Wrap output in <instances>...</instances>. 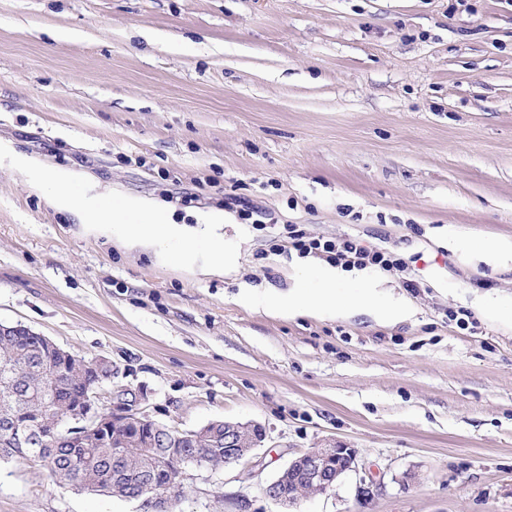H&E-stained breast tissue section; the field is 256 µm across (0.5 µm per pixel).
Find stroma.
I'll return each instance as SVG.
<instances>
[{
    "label": "stroma",
    "mask_w": 512,
    "mask_h": 512,
    "mask_svg": "<svg viewBox=\"0 0 512 512\" xmlns=\"http://www.w3.org/2000/svg\"><path fill=\"white\" fill-rule=\"evenodd\" d=\"M41 169L72 199L135 197L191 227L222 211L236 272L201 273L208 239L191 271L99 234ZM287 224L418 255L422 286L353 278L330 316L238 304L245 284L317 288L319 258L272 249ZM452 235L512 240V0H0V322L110 360L100 407L130 388L180 431L267 430L249 463L193 470L178 512H281L263 486L331 439L360 472L295 512H512V265ZM373 297L412 315L381 322ZM0 512L135 508L17 458Z\"/></svg>",
    "instance_id": "stroma-1"
}]
</instances>
